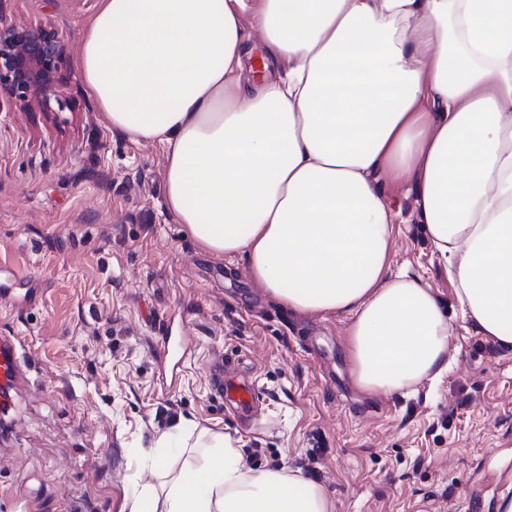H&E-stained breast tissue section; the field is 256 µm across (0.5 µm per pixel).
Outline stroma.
<instances>
[{
	"instance_id": "35a3bbf8",
	"label": "stroma",
	"mask_w": 512,
	"mask_h": 512,
	"mask_svg": "<svg viewBox=\"0 0 512 512\" xmlns=\"http://www.w3.org/2000/svg\"><path fill=\"white\" fill-rule=\"evenodd\" d=\"M97 0H0V18L56 30L67 107L0 108V332L30 361L0 438V512H127L156 477L143 451L179 419L238 440L252 469L319 481L336 512H453L461 492L497 512L512 475V352L463 316L411 185L383 183L400 215L391 271L420 276L445 311L451 369L401 394L360 390L346 313L293 311L246 259L200 249L168 211L160 143L112 133L75 69ZM192 339L168 370L163 337ZM242 357L263 389L258 424L211 397L213 351ZM42 473L46 494L11 486Z\"/></svg>"
}]
</instances>
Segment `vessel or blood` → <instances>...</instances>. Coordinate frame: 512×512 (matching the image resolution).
Segmentation results:
<instances>
[{"mask_svg": "<svg viewBox=\"0 0 512 512\" xmlns=\"http://www.w3.org/2000/svg\"><path fill=\"white\" fill-rule=\"evenodd\" d=\"M13 336H0V390L17 388L21 380L20 355ZM206 379L216 398L222 399L239 419L255 421L259 417L260 394L252 376L227 374L224 361L210 359L206 365Z\"/></svg>", "mask_w": 512, "mask_h": 512, "instance_id": "vessel-or-blood-1", "label": "vessel or blood"}]
</instances>
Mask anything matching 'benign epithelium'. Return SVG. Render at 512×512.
I'll return each instance as SVG.
<instances>
[{"mask_svg":"<svg viewBox=\"0 0 512 512\" xmlns=\"http://www.w3.org/2000/svg\"><path fill=\"white\" fill-rule=\"evenodd\" d=\"M63 53L54 30L0 21V93L15 107L26 108L36 99L44 112L64 111L66 103L57 95Z\"/></svg>","mask_w":512,"mask_h":512,"instance_id":"7a95c632","label":"benign epithelium"}]
</instances>
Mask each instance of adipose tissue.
<instances>
[{"label":"adipose tissue","instance_id":"ef3b65f1","mask_svg":"<svg viewBox=\"0 0 512 512\" xmlns=\"http://www.w3.org/2000/svg\"><path fill=\"white\" fill-rule=\"evenodd\" d=\"M246 14L283 76L249 80ZM76 68L112 132L164 146L167 207L201 248L290 309L348 314L361 390L449 368L437 298L389 271L383 179L413 185L465 318L512 350V0H97ZM145 462L128 512H336L187 420Z\"/></svg>","mask_w":512,"mask_h":512}]
</instances>
